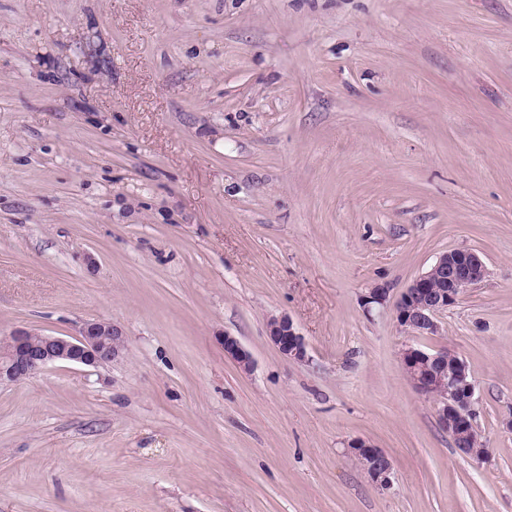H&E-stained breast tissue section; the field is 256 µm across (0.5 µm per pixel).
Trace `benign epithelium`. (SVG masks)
<instances>
[{
  "label": "benign epithelium",
  "mask_w": 512,
  "mask_h": 512,
  "mask_svg": "<svg viewBox=\"0 0 512 512\" xmlns=\"http://www.w3.org/2000/svg\"><path fill=\"white\" fill-rule=\"evenodd\" d=\"M486 274L483 260L472 250L454 249L441 254L400 293L393 308L395 321L415 336L437 335L439 315L456 304L466 289L481 283ZM266 335L285 358L306 360L305 339L290 316L270 317ZM222 344L225 357L241 370L252 371L253 359L236 337L226 334ZM124 349L122 331L105 320L84 322L75 337L17 330L9 336L5 350L0 351V384L33 377L57 362L97 369L112 364ZM400 361L413 387L433 399L438 420L454 446L486 447L476 424L475 381L465 360L454 353H432L410 344L402 348ZM348 448L375 486L391 488L393 465L383 449L361 439L349 443Z\"/></svg>",
  "instance_id": "benign-epithelium-1"
}]
</instances>
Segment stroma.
I'll return each instance as SVG.
<instances>
[{"instance_id": "1", "label": "stroma", "mask_w": 512, "mask_h": 512, "mask_svg": "<svg viewBox=\"0 0 512 512\" xmlns=\"http://www.w3.org/2000/svg\"><path fill=\"white\" fill-rule=\"evenodd\" d=\"M452 249L486 278L408 334ZM97 319L119 360L0 385V512H512V0H0V341ZM408 344L468 364L483 461ZM486 274L483 260L472 250L441 254L400 293L393 308L395 321L414 336L437 335L439 315L456 304L467 288L481 283ZM266 335L279 352L288 360L305 361L307 358L306 342L298 332L290 316H271L266 324ZM225 357L233 360L244 372H251L254 366L250 353L244 348L241 342L229 334L222 337ZM370 481L381 490L390 489L393 483V465L387 453L371 443L357 439L347 446Z\"/></svg>"}]
</instances>
